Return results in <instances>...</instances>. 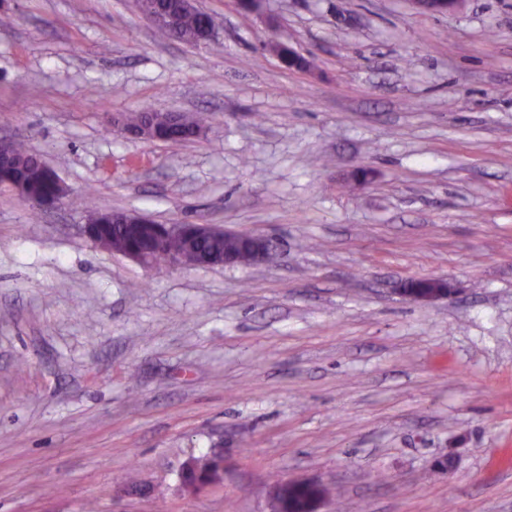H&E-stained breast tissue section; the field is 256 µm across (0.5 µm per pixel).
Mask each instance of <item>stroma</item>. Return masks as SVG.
Segmentation results:
<instances>
[{
	"instance_id": "35a3bbf8",
	"label": "stroma",
	"mask_w": 512,
	"mask_h": 512,
	"mask_svg": "<svg viewBox=\"0 0 512 512\" xmlns=\"http://www.w3.org/2000/svg\"><path fill=\"white\" fill-rule=\"evenodd\" d=\"M197 6L191 45L132 0H0V139L68 191L0 186V512H271L281 479L322 512H512V0ZM146 109L206 133L110 122ZM90 206L280 257L146 268L82 235ZM421 277L452 297L403 298ZM206 453L223 480L184 490ZM206 13L197 11L195 13L187 12L178 15L172 28L156 27L157 31L166 37H175L183 42L193 44L199 40V34L206 28ZM215 36V23L207 26L204 38L201 41L211 40ZM146 115L144 121L136 126L126 125L115 115L112 116L113 127H118L124 134L146 142H155L159 139L160 127L157 125L156 113L163 115V121L166 127H174L180 124V116L178 112H151L150 110L142 111ZM208 116L198 112L193 114H183L182 129L171 133L166 143L179 145L193 139V136H202L204 131L195 134L199 128H206ZM213 247L224 248V250H233L238 247L237 251L225 252L224 263L226 265H251L265 263L267 255L273 248L272 238L264 234H247L241 237L239 245L237 242L229 240L227 242H219L216 245L207 244L205 248ZM198 464H202V461H200L197 458H191L184 464L182 472H181L182 486L192 492H197L207 486L216 484L217 482H219L222 479V476L224 474V461H221L218 466L211 468L208 471V476L204 480L197 481L194 484L185 483L182 475L184 473H186L189 469H191L193 467V465H198ZM308 488L313 490L301 508L296 509L292 496L295 491ZM327 498L325 486L315 480L291 479L279 481L275 486V509L272 512H319Z\"/></svg>"
}]
</instances>
